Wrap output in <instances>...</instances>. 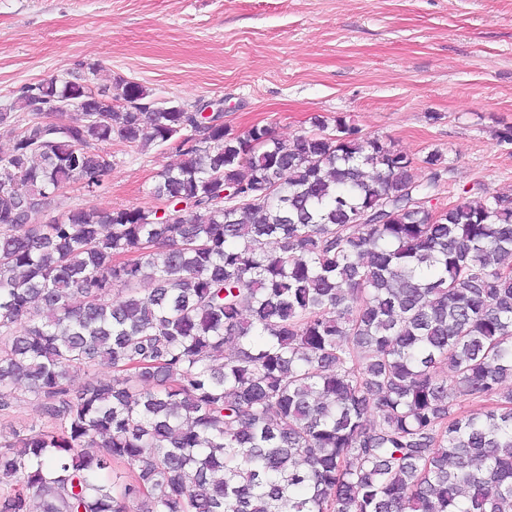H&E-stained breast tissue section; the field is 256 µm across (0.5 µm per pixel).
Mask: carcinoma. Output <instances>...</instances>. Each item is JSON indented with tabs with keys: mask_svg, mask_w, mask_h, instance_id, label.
Here are the masks:
<instances>
[{
	"mask_svg": "<svg viewBox=\"0 0 512 512\" xmlns=\"http://www.w3.org/2000/svg\"><path fill=\"white\" fill-rule=\"evenodd\" d=\"M87 81L0 112V413L31 394L56 423L0 443V512H512V194L435 217L413 200L437 151L341 117L234 135ZM70 99L63 124L32 111ZM115 138L183 156L168 211L31 223L103 186ZM98 364L116 376L71 389Z\"/></svg>",
	"mask_w": 512,
	"mask_h": 512,
	"instance_id": "cac0c4a2",
	"label": "carcinoma"
}]
</instances>
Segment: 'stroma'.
<instances>
[{"label": "stroma", "instance_id": "35a3bbf8", "mask_svg": "<svg viewBox=\"0 0 512 512\" xmlns=\"http://www.w3.org/2000/svg\"><path fill=\"white\" fill-rule=\"evenodd\" d=\"M94 63L191 106L224 103V127L282 139L345 117L415 156L439 152L435 207L512 192V0H0V107L26 84ZM104 192L70 208H162L155 176L174 150L120 141Z\"/></svg>", "mask_w": 512, "mask_h": 512}]
</instances>
